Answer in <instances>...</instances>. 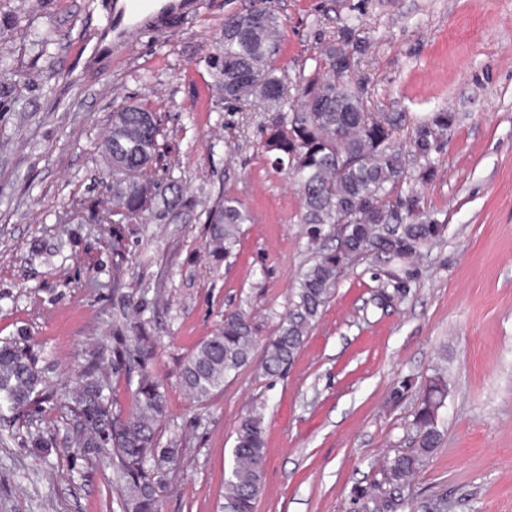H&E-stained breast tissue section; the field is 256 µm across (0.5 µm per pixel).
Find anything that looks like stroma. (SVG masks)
I'll list each match as a JSON object with an SVG mask.
<instances>
[{
	"label": "stroma",
	"mask_w": 512,
	"mask_h": 512,
	"mask_svg": "<svg viewBox=\"0 0 512 512\" xmlns=\"http://www.w3.org/2000/svg\"><path fill=\"white\" fill-rule=\"evenodd\" d=\"M247 3L163 0L133 18L123 0H0V342L36 354L55 396L31 419L56 441L40 457L22 430L0 446V512H120L115 469L70 446L63 402L132 316L156 340L161 442L181 450L160 512H221L237 425L256 408L267 435L257 512H346L384 457L409 448L440 363L443 441L411 495L446 498L447 512H512V0H274L290 78L312 73L351 21L354 75L370 111L400 115L399 141L453 115L436 177L413 184L448 231L405 298L380 303L384 263L356 262L285 372L263 374L255 348L200 404L181 386L183 359L231 310L272 336L311 258L299 196L260 148L267 113L225 111L209 63ZM131 97L160 116L170 173L198 206L139 225L118 256L99 146ZM227 195L252 222L218 263L205 212Z\"/></svg>",
	"instance_id": "35a3bbf8"
}]
</instances>
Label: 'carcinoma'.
Returning a JSON list of instances; mask_svg holds the SVG:
<instances>
[{
  "label": "carcinoma",
  "instance_id": "carcinoma-1",
  "mask_svg": "<svg viewBox=\"0 0 512 512\" xmlns=\"http://www.w3.org/2000/svg\"><path fill=\"white\" fill-rule=\"evenodd\" d=\"M252 17L248 9L225 19L211 65L227 109L270 113L261 148L297 186L301 223L314 250L286 314L264 346L263 370L275 376L294 361L332 298L344 255L386 259L383 287L392 289L393 298L409 293L416 279L414 260L444 237L447 225L421 206L416 193L395 190L407 178L409 153L423 161L420 178L435 177L431 156L441 145L450 115L435 113L414 128L409 145L398 142L399 117L369 112L362 82L353 80L347 69L349 50L335 46L310 76L296 82L297 95L291 96L288 72L280 66L282 20L273 8L264 21L251 23ZM316 85L321 97L310 107L303 105L308 89ZM160 135L157 113L143 103L112 113L106 142L112 146V247L118 256L126 225L159 221L195 207L172 179L154 174L162 162ZM207 223L205 249L219 262L234 255L251 215L237 198L226 195L208 211ZM255 344L250 316L241 310L225 313L223 324L183 361L182 387L198 403L210 400L250 362ZM154 355L155 341L141 325L130 341L121 339L115 347V365L139 369L133 404L125 414L113 409L96 354L68 391L75 423L72 444L112 461L123 481L122 512H159L166 468L179 457V449L161 447L165 397L149 371ZM447 394L448 380L438 366L412 420V448L386 456L380 478L354 489L348 512H434L429 501L412 507L408 491L415 473L442 443L439 412ZM46 398V384L29 347L15 341L1 344L0 417L19 420ZM265 459L263 417L252 412L236 429L222 512H255Z\"/></svg>",
  "mask_w": 512,
  "mask_h": 512
}]
</instances>
